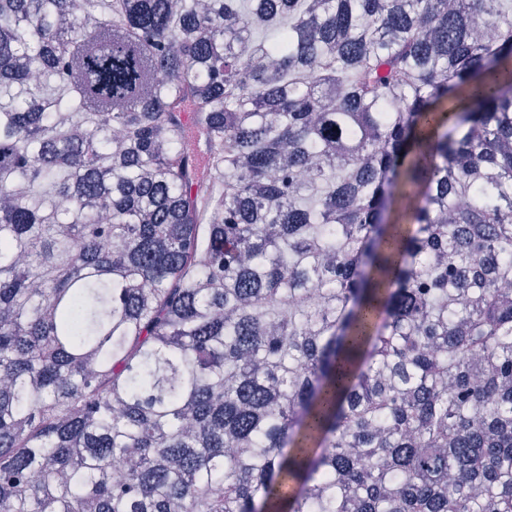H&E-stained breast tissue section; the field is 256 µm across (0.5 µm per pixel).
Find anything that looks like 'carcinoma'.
<instances>
[{
	"label": "carcinoma",
	"instance_id": "1",
	"mask_svg": "<svg viewBox=\"0 0 512 512\" xmlns=\"http://www.w3.org/2000/svg\"><path fill=\"white\" fill-rule=\"evenodd\" d=\"M0 512H512V0H0Z\"/></svg>",
	"mask_w": 512,
	"mask_h": 512
}]
</instances>
